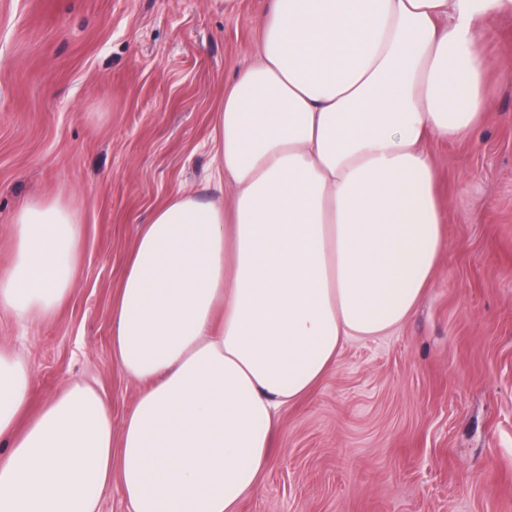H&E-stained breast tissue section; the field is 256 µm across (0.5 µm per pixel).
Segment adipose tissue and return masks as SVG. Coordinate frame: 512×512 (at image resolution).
Returning <instances> with one entry per match:
<instances>
[{
    "mask_svg": "<svg viewBox=\"0 0 512 512\" xmlns=\"http://www.w3.org/2000/svg\"><path fill=\"white\" fill-rule=\"evenodd\" d=\"M512 0H272L256 60L224 90L213 177L142 224L112 303V357L140 385L121 427L93 384L26 417L35 374L0 346V512H237L270 464L282 405L351 338L419 304L444 247L427 138L490 109L479 45ZM82 244L73 201L24 202L0 315L53 318Z\"/></svg>",
    "mask_w": 512,
    "mask_h": 512,
    "instance_id": "ef3b65f1",
    "label": "adipose tissue"
}]
</instances>
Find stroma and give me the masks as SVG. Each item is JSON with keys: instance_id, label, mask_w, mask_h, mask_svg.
Instances as JSON below:
<instances>
[{"instance_id": "stroma-1", "label": "stroma", "mask_w": 512, "mask_h": 512, "mask_svg": "<svg viewBox=\"0 0 512 512\" xmlns=\"http://www.w3.org/2000/svg\"><path fill=\"white\" fill-rule=\"evenodd\" d=\"M269 0H0V269L31 198L74 200L72 294L53 318L0 316L33 405L95 382L121 426L139 391L112 357V298L141 224L177 190L212 200L224 89L255 58ZM481 51L491 109L464 143L425 141L446 245L414 312L343 343L280 411L238 512H512V17Z\"/></svg>"}]
</instances>
